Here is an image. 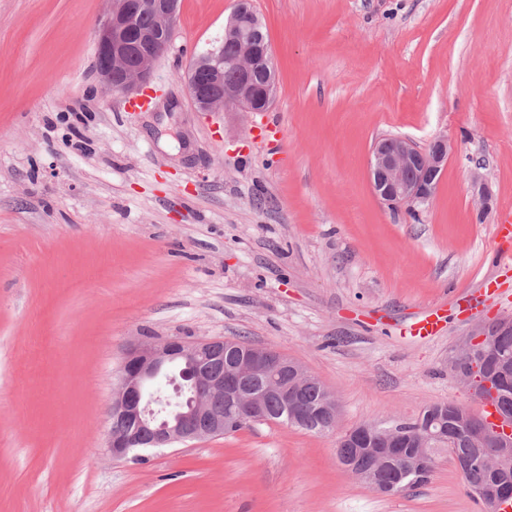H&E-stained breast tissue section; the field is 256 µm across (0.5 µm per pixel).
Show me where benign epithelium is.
Listing matches in <instances>:
<instances>
[{
	"mask_svg": "<svg viewBox=\"0 0 512 512\" xmlns=\"http://www.w3.org/2000/svg\"><path fill=\"white\" fill-rule=\"evenodd\" d=\"M156 17V26L139 29L135 17L143 10ZM180 11V0H111V7L95 27L98 73L116 94H127L147 82L155 61L169 48ZM234 53L230 64L236 70L232 83L224 82V46ZM278 75L271 59L252 0H238L224 23L220 44L195 57L186 73V90L200 112H222L235 107L243 112H263L275 98ZM453 150L445 135L422 148L402 137H382L371 148L368 178L375 196L391 208L415 211L434 198ZM472 184L479 210L487 211L491 195L482 175ZM497 347V336L478 329L454 357L456 379L473 391L472 379L461 366L464 358L486 355ZM323 394L329 390L298 362L266 348L209 338L188 344L178 339L141 343L131 347L123 361L121 381L108 408L111 426L107 449L115 459L138 457L151 448L224 435L234 422L260 419L267 401L275 396L291 410L292 423L333 431L339 421L336 400L321 402L317 413L304 404L308 388ZM233 412L224 416L220 405ZM471 442L483 457H512V435L488 432L480 417L465 410ZM375 424L367 422L344 432L339 442L359 448ZM396 453L387 447L374 456L367 469L348 470L364 483L385 489L377 478L379 465ZM486 512L512 497V487L503 484L483 490Z\"/></svg>",
	"mask_w": 512,
	"mask_h": 512,
	"instance_id": "obj_1",
	"label": "benign epithelium"
}]
</instances>
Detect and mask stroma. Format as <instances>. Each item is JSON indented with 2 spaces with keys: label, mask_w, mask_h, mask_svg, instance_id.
<instances>
[{
  "label": "stroma",
  "mask_w": 512,
  "mask_h": 512,
  "mask_svg": "<svg viewBox=\"0 0 512 512\" xmlns=\"http://www.w3.org/2000/svg\"><path fill=\"white\" fill-rule=\"evenodd\" d=\"M237 0H182L151 101L96 67L110 0H0V512H484L448 453L382 495L337 435L274 423L116 459L108 406L130 345L242 338L334 394L340 429L480 411L451 362L512 295L401 336L488 280L512 210V0H253L279 88L267 115L198 112L191 59ZM454 146L431 204L379 201L375 139ZM491 208L480 212L471 173ZM448 322V315L441 308L420 312L405 325L407 337L428 340L442 332Z\"/></svg>",
  "instance_id": "35a3bbf8"
}]
</instances>
